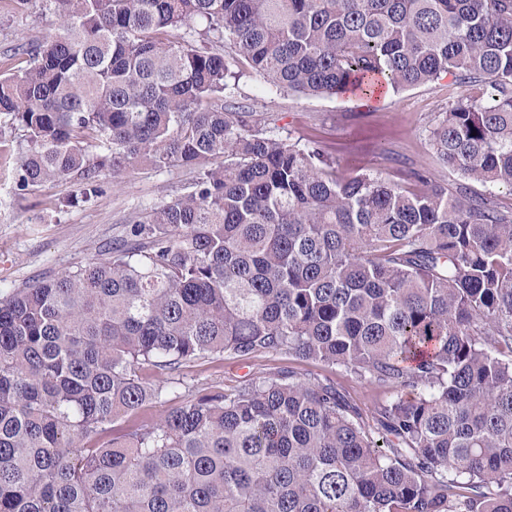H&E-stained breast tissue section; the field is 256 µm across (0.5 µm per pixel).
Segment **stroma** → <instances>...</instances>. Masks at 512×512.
<instances>
[{
    "mask_svg": "<svg viewBox=\"0 0 512 512\" xmlns=\"http://www.w3.org/2000/svg\"><path fill=\"white\" fill-rule=\"evenodd\" d=\"M57 27L44 0H29L22 8L14 0H0V73L24 68L27 48ZM235 68L241 77L228 94V104L268 113L280 135L322 141L336 162L337 177L364 173L415 191L419 185L413 174L420 171L447 185L449 192L464 186V178L442 165L429 141L430 128L461 93L453 76L366 100L350 94L322 98L283 92L264 83L247 62ZM15 162L13 156H0L1 295L102 258L127 225L190 191L195 179L194 171L185 167L158 169L142 162L120 176H102L96 193L83 201L80 186L70 182L18 192ZM288 367L333 379L367 415L382 398L343 370L284 354L247 360L198 358L183 365L176 377L181 395L187 397L209 386L229 391L245 380Z\"/></svg>",
    "mask_w": 512,
    "mask_h": 512,
    "instance_id": "obj_1",
    "label": "stroma"
}]
</instances>
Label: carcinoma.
<instances>
[{"label":"carcinoma","instance_id":"cac0c4a2","mask_svg":"<svg viewBox=\"0 0 512 512\" xmlns=\"http://www.w3.org/2000/svg\"><path fill=\"white\" fill-rule=\"evenodd\" d=\"M45 2L58 32L0 74L17 188L197 177L105 259L0 297V512H512V211L421 173L336 178L320 141L224 102V52L170 39L203 21L313 97L452 75L439 160L512 192V0ZM258 353L383 398L368 421L290 368L187 399L141 373Z\"/></svg>","mask_w":512,"mask_h":512}]
</instances>
